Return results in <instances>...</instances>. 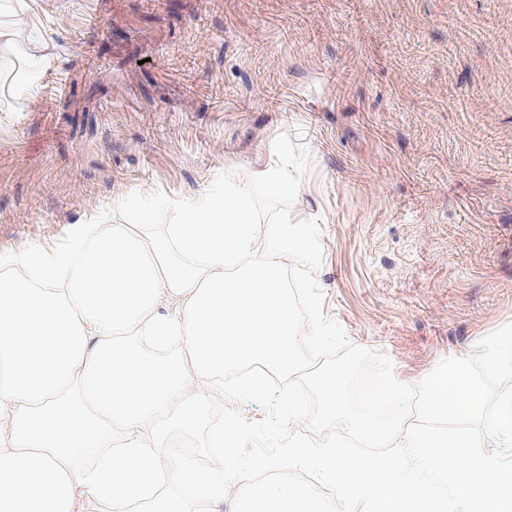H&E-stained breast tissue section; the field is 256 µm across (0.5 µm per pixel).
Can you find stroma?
Returning a JSON list of instances; mask_svg holds the SVG:
<instances>
[{"label":"stroma","instance_id":"35a3bbf8","mask_svg":"<svg viewBox=\"0 0 512 512\" xmlns=\"http://www.w3.org/2000/svg\"><path fill=\"white\" fill-rule=\"evenodd\" d=\"M0 0V255L310 157L324 314L419 383L512 321V0Z\"/></svg>","mask_w":512,"mask_h":512}]
</instances>
